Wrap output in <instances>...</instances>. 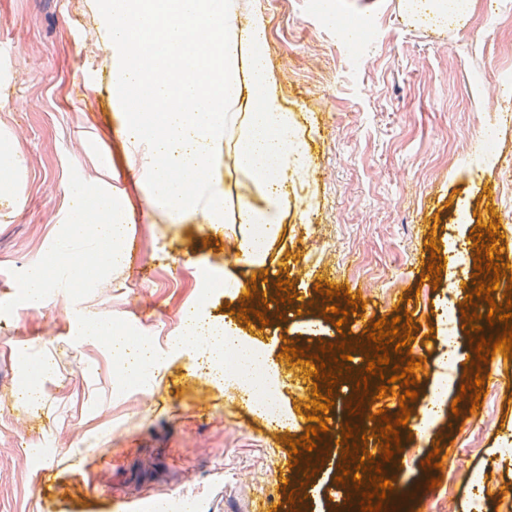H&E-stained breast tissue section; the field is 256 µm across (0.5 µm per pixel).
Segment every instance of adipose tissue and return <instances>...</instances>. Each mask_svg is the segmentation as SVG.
<instances>
[{
	"instance_id": "1",
	"label": "adipose tissue",
	"mask_w": 512,
	"mask_h": 512,
	"mask_svg": "<svg viewBox=\"0 0 512 512\" xmlns=\"http://www.w3.org/2000/svg\"><path fill=\"white\" fill-rule=\"evenodd\" d=\"M103 7L120 52L112 63L113 93L150 102L127 112L126 128L133 148L149 160L153 203L172 217L198 209L211 224L233 225L235 262L264 268L288 183L304 173L307 154L267 63L263 14L241 25L237 0H225L220 12L210 0H104ZM219 143L248 189L229 211L226 188L212 174ZM88 205L95 223L75 219L72 232L98 244L91 264L97 270L119 257L125 224L107 200L92 194ZM190 334L211 359L213 375L242 396L278 392L277 370L232 322L219 327L197 320Z\"/></svg>"
}]
</instances>
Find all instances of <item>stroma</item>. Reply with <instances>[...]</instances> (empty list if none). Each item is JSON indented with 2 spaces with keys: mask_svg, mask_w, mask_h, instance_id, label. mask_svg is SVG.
I'll return each instance as SVG.
<instances>
[{
  "mask_svg": "<svg viewBox=\"0 0 512 512\" xmlns=\"http://www.w3.org/2000/svg\"><path fill=\"white\" fill-rule=\"evenodd\" d=\"M462 19L447 25L416 21L406 0H255L267 20V59L286 107L306 143L308 165L291 186L281 237L271 247L269 273L257 293L284 279L293 285L292 315L263 326L243 322L242 298L230 288L208 287L224 275L222 236L201 216L171 223L150 209L146 186L135 175L142 159L124 133L125 113L112 101L105 57L90 53L87 35L103 37L102 0H0V140L18 159L9 187H0V460L21 462V472L0 471V512H113L116 496H162L174 491L203 500L210 512H252L258 498L297 499L290 512H330L338 500L361 501L353 482H341L342 452L331 433L315 451L291 454L289 440L305 435L311 411L296 360L282 356L295 345L305 354L320 343L358 341L339 377L331 413L353 425L378 454L371 416L399 413L394 395L348 404L367 361L362 350L370 323L410 315L411 354L419 415L439 372L438 329L448 303L468 291L466 252L479 225L512 226V0H468ZM95 72L92 92L79 82ZM487 126L495 147L491 162L469 143ZM111 183L127 230L117 269L103 270L88 287L57 288L29 303L18 278L44 265L49 242L65 232L80 200L71 187ZM433 229L424 238L423 226ZM439 242L440 282L426 277L430 239ZM365 309L335 327L316 292L322 272ZM215 323L232 318L241 336L261 346L280 376L286 427L271 425L229 386L211 380L187 347L174 348L190 310ZM106 318L147 339L163 366L146 385L121 384L104 339L85 338L92 319ZM36 341L46 372L36 393L38 411L19 398L25 353L13 343ZM479 404L457 400L429 440L399 430L400 452L383 473L404 476L400 499L382 512H502L512 499V402L504 386L512 360L490 356ZM52 437L56 473L38 483L29 449ZM98 449L88 472L67 471L70 454ZM436 453L440 468L425 465ZM294 463L290 486L278 470ZM483 474L488 491L469 476Z\"/></svg>",
  "mask_w": 512,
  "mask_h": 512,
  "instance_id": "obj_1",
  "label": "stroma"
}]
</instances>
